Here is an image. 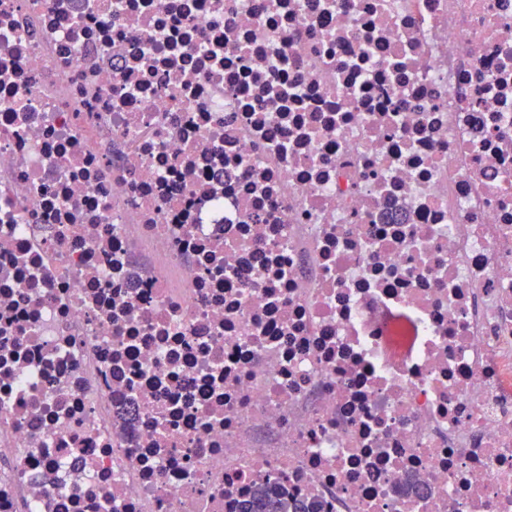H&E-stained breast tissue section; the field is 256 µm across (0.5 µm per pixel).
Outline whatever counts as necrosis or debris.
<instances>
[{
  "label": "necrosis or debris",
  "instance_id": "necrosis-or-debris-1",
  "mask_svg": "<svg viewBox=\"0 0 512 512\" xmlns=\"http://www.w3.org/2000/svg\"><path fill=\"white\" fill-rule=\"evenodd\" d=\"M512 512V0H0V512ZM308 505L289 498L286 481L276 477L264 488L250 494L238 507V512H314Z\"/></svg>",
  "mask_w": 512,
  "mask_h": 512
}]
</instances>
